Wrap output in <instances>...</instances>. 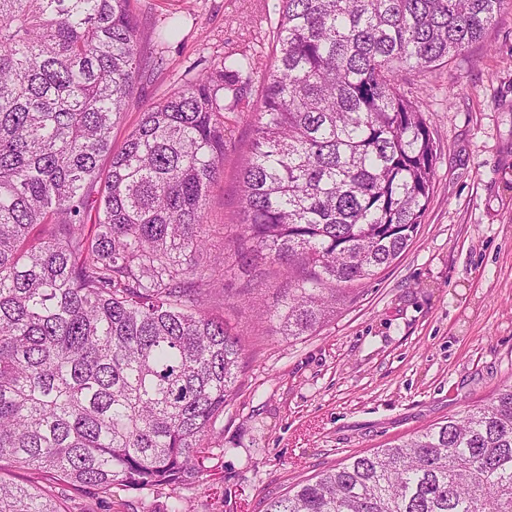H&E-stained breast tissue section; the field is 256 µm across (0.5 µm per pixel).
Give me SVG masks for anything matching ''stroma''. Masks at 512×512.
Returning <instances> with one entry per match:
<instances>
[{
  "mask_svg": "<svg viewBox=\"0 0 512 512\" xmlns=\"http://www.w3.org/2000/svg\"><path fill=\"white\" fill-rule=\"evenodd\" d=\"M277 0H137L147 72L112 132L120 147L143 107L235 50L268 61ZM176 37L158 38L169 23ZM410 89L431 117L435 189L401 257L362 286L336 318L291 342L260 309L280 300L285 276L269 269L243 292L230 240L203 262L225 269L208 307L244 332L242 372L213 443L217 466L181 485L187 512H265L288 487L486 404L512 385V11L453 64ZM223 171L207 211L239 223L238 176L253 136L229 113ZM166 491L120 499L71 490L69 512H163Z\"/></svg>",
  "mask_w": 512,
  "mask_h": 512,
  "instance_id": "35a3bbf8",
  "label": "stroma"
}]
</instances>
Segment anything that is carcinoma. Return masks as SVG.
Listing matches in <instances>:
<instances>
[{
    "label": "carcinoma",
    "instance_id": "cac0c4a2",
    "mask_svg": "<svg viewBox=\"0 0 512 512\" xmlns=\"http://www.w3.org/2000/svg\"><path fill=\"white\" fill-rule=\"evenodd\" d=\"M509 6L279 0L269 70L225 53L115 149L145 69L134 0H0V512H66L42 480L111 498L167 488L164 512H185L176 488L224 456L206 439L244 351L207 309L224 273L202 263L224 113L253 126L238 266L286 270L269 321L311 335L400 257L434 193L438 147L409 77ZM265 512H512V386Z\"/></svg>",
    "mask_w": 512,
    "mask_h": 512
}]
</instances>
